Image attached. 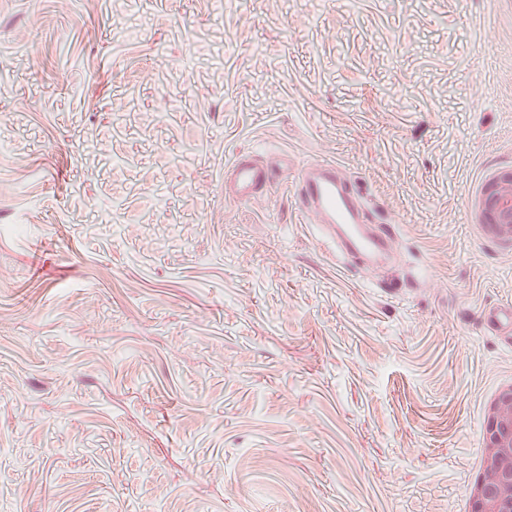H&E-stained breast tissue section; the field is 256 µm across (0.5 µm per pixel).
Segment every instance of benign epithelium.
<instances>
[{"instance_id": "benign-epithelium-1", "label": "benign epithelium", "mask_w": 512, "mask_h": 512, "mask_svg": "<svg viewBox=\"0 0 512 512\" xmlns=\"http://www.w3.org/2000/svg\"><path fill=\"white\" fill-rule=\"evenodd\" d=\"M480 223L512 240V169L495 174L477 202ZM473 512H512V385L490 402L482 450V467L469 490Z\"/></svg>"}]
</instances>
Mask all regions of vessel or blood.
<instances>
[{"label": "vessel or blood", "instance_id": "1", "mask_svg": "<svg viewBox=\"0 0 512 512\" xmlns=\"http://www.w3.org/2000/svg\"><path fill=\"white\" fill-rule=\"evenodd\" d=\"M273 177L272 167L259 163L252 152H239L224 173V196L238 202L249 200L268 187ZM293 194L301 213L320 218L324 228L321 238L338 258L371 264L385 259L392 226L371 223L368 200L359 188L341 179L335 164L307 162Z\"/></svg>", "mask_w": 512, "mask_h": 512}]
</instances>
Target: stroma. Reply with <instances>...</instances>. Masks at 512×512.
Here are the masks:
<instances>
[{"label": "stroma", "instance_id": "obj_1", "mask_svg": "<svg viewBox=\"0 0 512 512\" xmlns=\"http://www.w3.org/2000/svg\"><path fill=\"white\" fill-rule=\"evenodd\" d=\"M511 72L499 0H0V512H471ZM243 149L290 162L233 202ZM312 159L394 264L317 244ZM480 224L490 225L489 231L512 240V169L495 174L486 184L477 202Z\"/></svg>", "mask_w": 512, "mask_h": 512}]
</instances>
